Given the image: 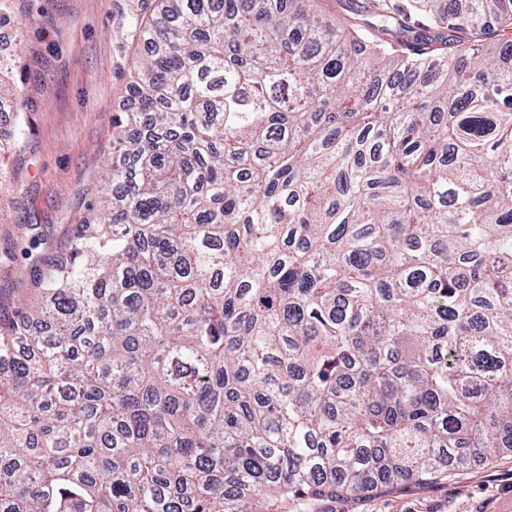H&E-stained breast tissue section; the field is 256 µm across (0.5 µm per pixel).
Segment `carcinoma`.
Returning a JSON list of instances; mask_svg holds the SVG:
<instances>
[{
  "label": "carcinoma",
  "instance_id": "1",
  "mask_svg": "<svg viewBox=\"0 0 512 512\" xmlns=\"http://www.w3.org/2000/svg\"><path fill=\"white\" fill-rule=\"evenodd\" d=\"M161 0L124 159L0 301V512H318L512 452V0Z\"/></svg>",
  "mask_w": 512,
  "mask_h": 512
}]
</instances>
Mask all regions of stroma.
Listing matches in <instances>:
<instances>
[{
	"label": "stroma",
	"instance_id": "stroma-1",
	"mask_svg": "<svg viewBox=\"0 0 512 512\" xmlns=\"http://www.w3.org/2000/svg\"><path fill=\"white\" fill-rule=\"evenodd\" d=\"M158 0H18L27 16L13 39L23 56L11 77L23 88L25 150L0 154V299L30 278V225L43 247L61 248L97 206L117 155L112 119L131 108V72L152 44L137 26ZM319 512H512V453L482 458L425 482L402 481Z\"/></svg>",
	"mask_w": 512,
	"mask_h": 512
}]
</instances>
